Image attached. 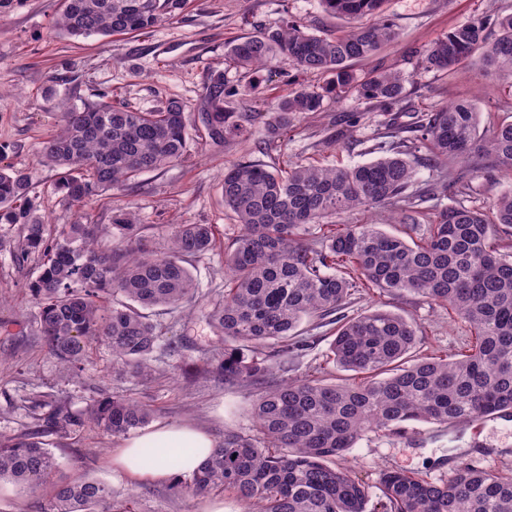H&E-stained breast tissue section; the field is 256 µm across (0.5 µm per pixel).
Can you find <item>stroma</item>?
<instances>
[{
  "label": "stroma",
  "mask_w": 512,
  "mask_h": 512,
  "mask_svg": "<svg viewBox=\"0 0 512 512\" xmlns=\"http://www.w3.org/2000/svg\"><path fill=\"white\" fill-rule=\"evenodd\" d=\"M63 0H0V143L9 144L5 164L25 170L40 197L39 212L48 223L79 220L76 208L51 191L56 172L42 164L43 141L56 129L65 109L80 99L110 93L141 109L176 100L186 108L188 136L183 159L160 171L144 173L129 196L104 194L87 209L91 220L108 224L115 211L129 208L146 224L150 250H166L175 224H210L222 241L240 232L221 199L224 171L243 159L269 165L318 161L350 167L369 162L366 147L380 130L382 117L357 94L325 100L317 112L296 113L275 149L263 144L269 105L289 89L324 85L326 75L309 74L283 61L246 77L224 63L226 43L267 31L283 16L302 22L309 32L329 36L344 22L325 14L320 0H186L165 22L140 34L71 39L51 33ZM512 13V0H385L383 14L401 32L399 42L383 47L372 62L356 63L402 72L408 103L431 110L458 99L480 113V134L512 120V98L504 93L507 76L480 70L443 75L418 68L415 53L448 30L475 17ZM222 75L226 109L254 113L252 136L242 144L213 145L201 121L208 88ZM39 274L35 262L17 265L0 251V434L33 425V401H62L82 413L102 395H133L155 411L151 428L180 424L200 429L214 441L225 431L252 433L254 386H228L216 371L224 343L203 312L186 315L164 310L156 320L164 342L179 344L174 356L161 357L149 383L114 370L112 352L99 347L82 373H75L44 347L33 319L29 285ZM371 308L402 314L423 335V350L451 355L469 341L466 325L447 307L424 298L393 296L373 288L362 291L348 310L354 317ZM47 441L63 474L83 472L111 484L117 498L135 496L137 512H207L223 502L224 512H243L233 495H174L167 483L132 480L112 459L124 441L84 428ZM356 477L380 495L384 471L399 470L433 480L450 479L458 469L477 464L512 477V420L488 417L456 426L412 423L398 431L377 430L361 437L344 459Z\"/></svg>",
  "instance_id": "obj_1"
}]
</instances>
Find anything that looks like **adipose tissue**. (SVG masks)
<instances>
[{"instance_id": "adipose-tissue-1", "label": "adipose tissue", "mask_w": 512, "mask_h": 512, "mask_svg": "<svg viewBox=\"0 0 512 512\" xmlns=\"http://www.w3.org/2000/svg\"><path fill=\"white\" fill-rule=\"evenodd\" d=\"M213 446V440L204 432L186 426H169L131 440L118 455L116 462L128 468L133 477L164 481L173 471L190 473L196 470L203 459L204 452L209 451ZM143 448H179L182 449L183 454L173 466L168 465L165 459L161 458L145 469L131 467L132 458Z\"/></svg>"}]
</instances>
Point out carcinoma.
Listing matches in <instances>:
<instances>
[{"label": "carcinoma", "instance_id": "cac0c4a2", "mask_svg": "<svg viewBox=\"0 0 512 512\" xmlns=\"http://www.w3.org/2000/svg\"><path fill=\"white\" fill-rule=\"evenodd\" d=\"M183 2L63 0L54 30L75 39L140 32ZM383 3L321 0L328 15L348 22L334 37L283 18L274 30L225 47L224 61L248 76L280 60L329 75L324 85L291 90L269 106L267 141L287 132L294 114L317 112L324 99L353 91L381 113L383 132L366 148L376 158L353 167L244 159L224 171V209L242 232L224 247V294L206 315L228 342L217 364L224 382L261 386L252 408L257 435L224 432L196 471L176 483L182 492L231 493L247 512H367L369 487L336 463L364 434L413 422L512 418V192L487 211L462 204L439 210L418 242L373 224L338 223L351 210L380 209L414 231L422 203L468 196L465 162L512 178V121L483 137L480 112L461 100L405 125V76L376 67L358 76L353 63L401 36L381 17ZM417 65L444 75L471 67L512 78V14L448 31L417 55ZM202 119L214 145L249 137L251 113L224 109L219 80ZM186 144L181 102L143 110L101 94L61 113L40 160L55 169L53 189L62 201L82 209L103 192L130 194L141 174L180 161ZM419 165L429 179L417 190ZM36 198L25 171L0 165V251L20 265L38 264L29 291L48 350L78 373L106 345L119 371L148 381L162 339L155 309L203 305L188 262L214 249L212 225L175 224L168 249L154 252L129 211L110 224L79 220L52 229ZM369 286L448 307L472 340L449 357L426 355L417 325L401 314L370 309L347 317L352 296ZM306 319L329 328L331 359L354 380L319 372L269 382L275 370L288 371L289 355L322 340L297 334ZM153 417L150 405L131 396L93 400L86 419L51 405L32 427L0 435V482L27 489L37 512H135L134 497L116 505L112 486L100 479L55 478L58 464L44 438L87 423L124 437ZM380 489L382 512H512V478L473 465L446 481L387 471Z\"/></svg>", "mask_w": 512, "mask_h": 512}]
</instances>
